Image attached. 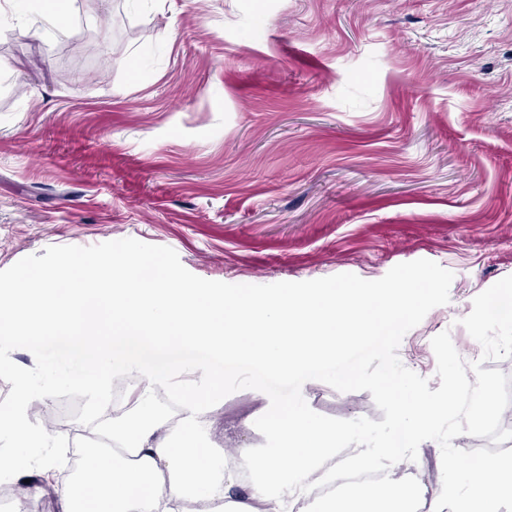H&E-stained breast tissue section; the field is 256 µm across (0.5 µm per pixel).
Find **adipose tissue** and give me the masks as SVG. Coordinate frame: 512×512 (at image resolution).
Wrapping results in <instances>:
<instances>
[{
    "mask_svg": "<svg viewBox=\"0 0 512 512\" xmlns=\"http://www.w3.org/2000/svg\"><path fill=\"white\" fill-rule=\"evenodd\" d=\"M145 264V259L123 256L105 260L100 268H87L76 288L65 293L40 288L25 276L0 291L1 335L23 327L36 338L75 337L90 371L137 378L136 402L151 410L136 423L112 416L107 430L124 455L109 461L91 458L93 500L76 510L69 489L60 488V512H186V502L198 498L223 502V512H293L303 490L337 448L347 446V438L312 422L303 409L268 406L265 420L274 446L260 458L252 448H237L236 456L252 462L249 477H241L198 445L208 424V396L174 387L181 413L178 422H170L154 406L155 374L114 363L113 349L175 338L289 373L325 351L358 341L380 323H396L416 310L427 276L409 274L397 295L372 286L339 287L301 301L287 292L270 298L216 295L181 285L167 268L148 280L142 276ZM30 402L28 382L22 379L8 408L0 409V430L10 431L22 444L35 437L22 416Z\"/></svg>",
    "mask_w": 512,
    "mask_h": 512,
    "instance_id": "1",
    "label": "adipose tissue"
}]
</instances>
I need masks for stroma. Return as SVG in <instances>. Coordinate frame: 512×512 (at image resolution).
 Returning a JSON list of instances; mask_svg holds the SVG:
<instances>
[{
  "label": "stroma",
  "instance_id": "stroma-1",
  "mask_svg": "<svg viewBox=\"0 0 512 512\" xmlns=\"http://www.w3.org/2000/svg\"><path fill=\"white\" fill-rule=\"evenodd\" d=\"M0 0V271L50 246L134 238L232 284L382 278L427 259L454 275L448 304L398 356L437 390L431 340L462 326L479 293L512 275V0ZM67 13L68 32L50 14ZM28 377L41 447L0 432L17 485L58 457L60 426L91 430L116 385L75 388L61 340L0 336ZM337 419L383 420L370 392L307 381ZM261 391L213 406L212 454L272 440ZM441 449L410 468L442 489Z\"/></svg>",
  "mask_w": 512,
  "mask_h": 512
}]
</instances>
